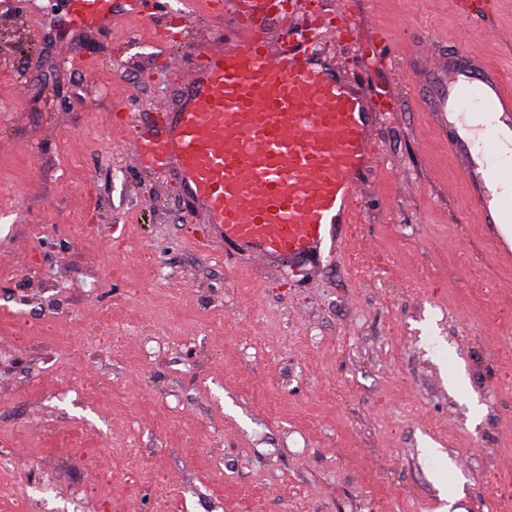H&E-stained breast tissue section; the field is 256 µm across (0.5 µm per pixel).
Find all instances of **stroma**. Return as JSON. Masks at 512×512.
Instances as JSON below:
<instances>
[{"label": "stroma", "instance_id": "obj_1", "mask_svg": "<svg viewBox=\"0 0 512 512\" xmlns=\"http://www.w3.org/2000/svg\"><path fill=\"white\" fill-rule=\"evenodd\" d=\"M208 0L107 30L0 12V512H512V262L409 90L418 38L512 71V0H288L372 95L341 253L225 260L125 129L161 114Z\"/></svg>", "mask_w": 512, "mask_h": 512}]
</instances>
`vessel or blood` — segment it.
<instances>
[{"instance_id": "1", "label": "vessel or blood", "mask_w": 512, "mask_h": 512, "mask_svg": "<svg viewBox=\"0 0 512 512\" xmlns=\"http://www.w3.org/2000/svg\"><path fill=\"white\" fill-rule=\"evenodd\" d=\"M142 0H68L61 26L110 28ZM222 32L201 56L163 121L135 124L138 166L172 173L196 214L241 258L300 261L323 245L344 250L358 221L360 179L375 165L369 95L310 51L277 0H224ZM413 93L445 134L479 223L512 258V205L495 200L512 170V78L460 47L419 54Z\"/></svg>"}]
</instances>
